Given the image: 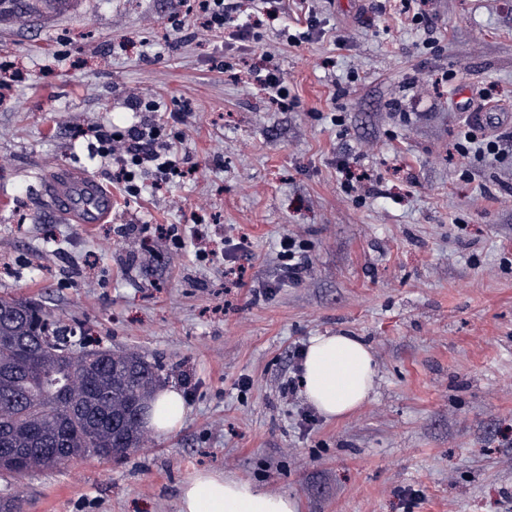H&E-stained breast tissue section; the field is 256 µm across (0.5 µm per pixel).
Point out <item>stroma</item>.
Returning a JSON list of instances; mask_svg holds the SVG:
<instances>
[{
	"label": "stroma",
	"mask_w": 512,
	"mask_h": 512,
	"mask_svg": "<svg viewBox=\"0 0 512 512\" xmlns=\"http://www.w3.org/2000/svg\"><path fill=\"white\" fill-rule=\"evenodd\" d=\"M39 2L0 0V65L20 75L0 99V296L158 360L187 415L122 459L0 475V497L179 512L208 470L298 512H512V0H288L213 41L172 0ZM259 63L284 73L286 106L244 79ZM132 92L175 114L190 170L138 199L87 149L90 127L138 122ZM468 93L504 158L459 152ZM62 168L111 189L105 223L54 214ZM202 224L226 253H203ZM287 234L309 261L297 284L277 278ZM336 334L370 347L376 388L309 423L282 392L292 353Z\"/></svg>",
	"instance_id": "35a3bbf8"
}]
</instances>
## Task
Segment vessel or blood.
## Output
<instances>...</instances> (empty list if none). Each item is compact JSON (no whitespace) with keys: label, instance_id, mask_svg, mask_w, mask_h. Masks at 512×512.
<instances>
[{"label":"vessel or blood","instance_id":"obj_1","mask_svg":"<svg viewBox=\"0 0 512 512\" xmlns=\"http://www.w3.org/2000/svg\"><path fill=\"white\" fill-rule=\"evenodd\" d=\"M45 191L58 213L85 227L103 223L112 213L111 191L91 176L73 170L55 172Z\"/></svg>","mask_w":512,"mask_h":512}]
</instances>
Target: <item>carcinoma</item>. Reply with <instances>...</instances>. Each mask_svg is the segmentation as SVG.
<instances>
[{
  "label": "carcinoma",
  "mask_w": 512,
  "mask_h": 512,
  "mask_svg": "<svg viewBox=\"0 0 512 512\" xmlns=\"http://www.w3.org/2000/svg\"><path fill=\"white\" fill-rule=\"evenodd\" d=\"M74 335L35 303L0 297V473L125 458L142 445L163 365L137 351L78 350Z\"/></svg>",
  "instance_id": "cac0c4a2"
}]
</instances>
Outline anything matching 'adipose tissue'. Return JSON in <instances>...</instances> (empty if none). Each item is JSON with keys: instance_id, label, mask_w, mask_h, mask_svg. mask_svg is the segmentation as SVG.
Listing matches in <instances>:
<instances>
[{"instance_id": "adipose-tissue-1", "label": "adipose tissue", "mask_w": 512, "mask_h": 512, "mask_svg": "<svg viewBox=\"0 0 512 512\" xmlns=\"http://www.w3.org/2000/svg\"><path fill=\"white\" fill-rule=\"evenodd\" d=\"M376 369L371 351L357 337L314 336L304 352L300 393L321 414L342 417L366 402ZM187 408L180 391L161 389L155 395L147 425L167 434L180 427ZM179 512H297L294 499L255 488L250 483L199 471L180 490Z\"/></svg>"}]
</instances>
